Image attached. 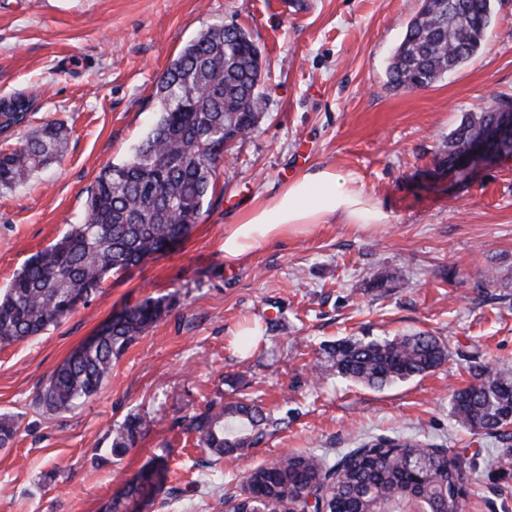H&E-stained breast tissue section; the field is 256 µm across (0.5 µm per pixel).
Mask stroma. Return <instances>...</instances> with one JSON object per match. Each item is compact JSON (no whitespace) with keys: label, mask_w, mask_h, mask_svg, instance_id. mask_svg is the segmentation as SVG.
Segmentation results:
<instances>
[{"label":"stroma","mask_w":512,"mask_h":512,"mask_svg":"<svg viewBox=\"0 0 512 512\" xmlns=\"http://www.w3.org/2000/svg\"><path fill=\"white\" fill-rule=\"evenodd\" d=\"M420 0H0V96L36 97L32 126L65 130L63 156L0 193V289L68 225L85 219L100 168L121 163L158 118L156 84L185 44L215 24L259 43L266 115L216 171L214 204L181 242L127 272L39 339L0 347V512H105L159 456L164 488L138 512H224L247 470L286 453L340 460L379 438L415 437L460 454L463 512H512L500 445L449 415L471 362L512 367V159L461 180L437 156L469 113L512 100V0H495L481 51L432 86L387 84L391 55ZM356 177L388 213L370 230L320 224L268 241L237 265L224 233L295 176ZM175 306L71 411L35 397L52 370L124 307ZM259 328L250 352L237 338ZM426 332L448 347L438 369L381 389L337 376L325 345ZM254 400L280 421L245 457L207 466L184 418L211 400ZM147 417L136 448L105 455L110 430Z\"/></svg>","instance_id":"1"}]
</instances>
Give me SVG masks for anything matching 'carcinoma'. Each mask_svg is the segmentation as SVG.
Here are the masks:
<instances>
[{
	"mask_svg": "<svg viewBox=\"0 0 512 512\" xmlns=\"http://www.w3.org/2000/svg\"><path fill=\"white\" fill-rule=\"evenodd\" d=\"M421 0L388 67L393 89L431 86L482 48L494 0ZM262 51L238 26L207 28L182 49L161 78L159 117L153 129L121 164L105 163L88 191L87 214L49 248L32 256L0 295V344L43 335L87 304L105 280L160 254L184 239L203 209L212 206L218 166L230 144L251 135L265 116L261 87ZM502 109L501 100L466 116L448 135L438 167L454 168L467 147L486 138ZM33 98L0 97V136L29 121ZM64 132L56 122L33 130L24 142L0 151V189L12 190L62 157ZM167 297L125 307L95 336L73 351L47 377L36 404L60 414L95 396L112 376V366L142 333L172 308ZM342 378L382 388L439 368L447 347L427 333L365 341L348 336L327 350ZM472 381L450 398V415L473 433L501 444L498 459L512 462V371L475 363ZM270 417L253 402H212L186 420V431L218 463L224 455L252 448L266 435ZM148 421L128 418L113 430L109 453L136 447ZM17 425L0 417V447ZM373 455L363 444L335 464L315 454H287L248 470L247 493L230 512H304L302 491L319 494L325 512H403L413 504L426 512H462L458 485L463 464L443 448L432 451L416 440L388 441ZM166 463L158 459L139 480L108 503V512H135L136 504L163 483Z\"/></svg>",
	"mask_w": 512,
	"mask_h": 512,
	"instance_id": "obj_1",
	"label": "carcinoma"
}]
</instances>
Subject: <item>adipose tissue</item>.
<instances>
[{
  "instance_id": "1",
  "label": "adipose tissue",
  "mask_w": 512,
  "mask_h": 512,
  "mask_svg": "<svg viewBox=\"0 0 512 512\" xmlns=\"http://www.w3.org/2000/svg\"><path fill=\"white\" fill-rule=\"evenodd\" d=\"M388 220L355 178L322 168L304 173L244 210L224 234V262L239 263L263 242L336 222L370 229Z\"/></svg>"
}]
</instances>
